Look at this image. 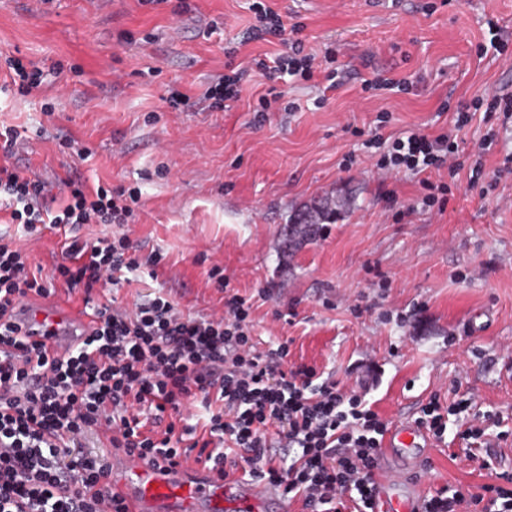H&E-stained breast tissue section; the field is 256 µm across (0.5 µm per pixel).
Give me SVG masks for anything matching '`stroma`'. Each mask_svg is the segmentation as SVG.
Returning <instances> with one entry per match:
<instances>
[{"instance_id":"35a3bbf8","label":"stroma","mask_w":512,"mask_h":512,"mask_svg":"<svg viewBox=\"0 0 512 512\" xmlns=\"http://www.w3.org/2000/svg\"><path fill=\"white\" fill-rule=\"evenodd\" d=\"M250 2L188 0L179 15L172 0H0V53L51 72L21 96L0 68V124L19 131L10 163L58 199L73 175L139 189L133 237L142 254L162 256L156 278L88 295L59 288L54 300L130 305L160 291L204 317L224 308L209 276L220 268L252 303L255 341L287 342L289 366L367 386L389 423L415 422L432 396L449 404L469 395L467 411L423 454L427 493L512 476V172L502 169L512 118H493L499 136L484 164L501 177L492 191L470 180L488 124L477 115L459 131L457 174L439 175L450 186L441 208L422 205L419 177L382 174L361 149L375 131L435 132L459 102L512 93V47L477 55L487 19L512 33V0H274L286 25L302 23L305 52L338 48L341 85L326 104L315 106L309 81L289 92L298 111H257L270 86L257 75L224 111L169 108L171 89L198 96L226 64L276 52L246 40ZM389 70L412 81L409 92L363 91V79ZM69 138L91 157L64 153ZM327 198L336 215L288 250L293 212ZM487 415L500 418L507 440L459 439L460 425Z\"/></svg>"}]
</instances>
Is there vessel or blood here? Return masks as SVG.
Listing matches in <instances>:
<instances>
[{"mask_svg":"<svg viewBox=\"0 0 512 512\" xmlns=\"http://www.w3.org/2000/svg\"><path fill=\"white\" fill-rule=\"evenodd\" d=\"M21 330L39 327L31 343L62 355L83 345L98 327L95 316L76 309L47 310L21 305L14 317ZM426 430L395 424L381 442L374 484V512H424L426 495L415 476L413 454ZM112 489L129 512H289L281 487L225 477L206 467L152 463L122 449L108 457Z\"/></svg>","mask_w":512,"mask_h":512,"instance_id":"1","label":"vessel or blood"}]
</instances>
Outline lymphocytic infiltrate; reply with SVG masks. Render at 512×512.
Masks as SVG:
<instances>
[{"instance_id":"f902f5d3","label":"lymphocytic infiltrate","mask_w":512,"mask_h":512,"mask_svg":"<svg viewBox=\"0 0 512 512\" xmlns=\"http://www.w3.org/2000/svg\"><path fill=\"white\" fill-rule=\"evenodd\" d=\"M256 19L248 39L282 40L285 49L255 60L256 70L290 84L311 81L314 55L304 53L300 24L285 27L264 0H253ZM247 69L215 76L199 103L224 110L237 101ZM512 112V94L485 95L456 109L455 131L472 113ZM454 131V133H455ZM454 133L413 129L385 141L374 134L365 148L380 152L388 173L425 174L447 168L459 145ZM66 204L51 211L48 184L0 164V201L25 237L71 230L50 278L30 271L29 254L0 236V512H126L106 483V455L86 452L88 435L107 431L112 448H130L173 465L188 460L239 472L297 494L302 512H371L372 482L388 428L363 392L317 380L314 368L285 370L287 343L259 349L251 337L249 299L227 277L224 309L192 317L163 293L126 306L117 301L95 310L100 329L85 347L54 357L28 345L13 322L16 302L49 296L50 282L120 288L142 268L156 270L159 252L140 258L125 228L134 221L139 193L119 186L65 182ZM86 224H117L112 237L83 239ZM208 414L196 437L185 414L194 402ZM283 454H273V445ZM512 512V487L483 485L438 490L426 512Z\"/></svg>"}]
</instances>
